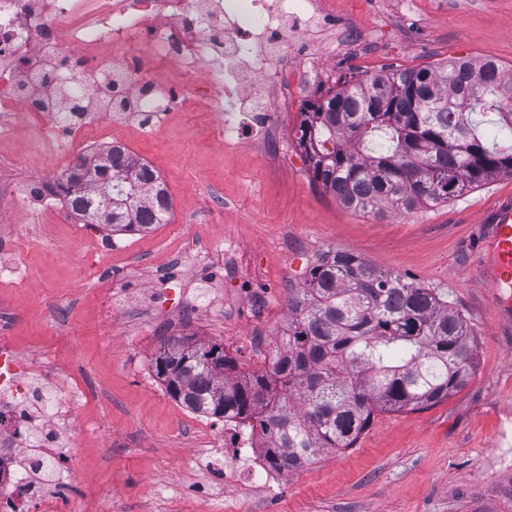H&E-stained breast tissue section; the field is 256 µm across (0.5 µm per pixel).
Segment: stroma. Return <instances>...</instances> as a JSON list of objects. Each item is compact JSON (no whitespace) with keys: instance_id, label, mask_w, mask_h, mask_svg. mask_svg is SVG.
Wrapping results in <instances>:
<instances>
[{"instance_id":"stroma-1","label":"stroma","mask_w":512,"mask_h":512,"mask_svg":"<svg viewBox=\"0 0 512 512\" xmlns=\"http://www.w3.org/2000/svg\"><path fill=\"white\" fill-rule=\"evenodd\" d=\"M352 41L323 88L341 75L424 67L454 59L496 60L512 72V0H334ZM190 98L148 134L102 129L151 165L172 201L168 223L107 233L69 211L9 201L0 263L23 275L0 279V337L35 366L73 377L85 395L83 430L71 450L67 512H512V324L502 323L479 272L483 218L512 198L498 176L435 207L375 217L347 208L312 180L288 117L280 150L242 128L226 147L220 91L200 76ZM40 113L0 134V185L58 181L66 162L39 147ZM234 239L242 259L194 268L186 244L219 254ZM348 249L376 267L445 295L478 342V366L448 400L419 411L375 414L356 443L324 450L283 472L275 498L240 477L223 498L197 492L203 447L224 448V423L174 401L153 369L159 341L192 336L224 346L250 371L271 367L288 323V291L324 252ZM264 308L255 311L254 295ZM183 493L172 497L171 485Z\"/></svg>"}]
</instances>
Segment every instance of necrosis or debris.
Masks as SVG:
<instances>
[{"label": "necrosis or debris", "mask_w": 512, "mask_h": 512, "mask_svg": "<svg viewBox=\"0 0 512 512\" xmlns=\"http://www.w3.org/2000/svg\"><path fill=\"white\" fill-rule=\"evenodd\" d=\"M331 0H0V133L26 112L50 118L49 147L64 150L82 129L109 124L115 101L134 105L124 126L150 131L166 112L180 106L206 70L224 93V132H237L241 119L276 150V118L296 105L300 69L324 74L337 51L316 46L319 32L350 34L330 8ZM147 45L177 68L176 81L145 74L139 52ZM108 45L102 67L77 72L60 62L61 51L86 55ZM23 81H16V74ZM35 379L18 371V353L0 342V512H62L57 485L69 474L70 448L82 429L75 423L79 390L57 389L52 412L34 403ZM230 437L215 459L225 482L248 474L267 493L281 476L263 457L254 431L224 423ZM55 462L52 475L37 465L32 439Z\"/></svg>", "instance_id": "obj_1"}]
</instances>
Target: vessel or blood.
<instances>
[{
	"label": "vessel or blood",
	"instance_id": "1",
	"mask_svg": "<svg viewBox=\"0 0 512 512\" xmlns=\"http://www.w3.org/2000/svg\"><path fill=\"white\" fill-rule=\"evenodd\" d=\"M481 242L482 274L492 288V302L502 321L512 322V199L498 204L485 218Z\"/></svg>",
	"mask_w": 512,
	"mask_h": 512
}]
</instances>
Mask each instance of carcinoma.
Returning <instances> with one entry per match:
<instances>
[{
    "instance_id": "1",
    "label": "carcinoma",
    "mask_w": 512,
    "mask_h": 512,
    "mask_svg": "<svg viewBox=\"0 0 512 512\" xmlns=\"http://www.w3.org/2000/svg\"><path fill=\"white\" fill-rule=\"evenodd\" d=\"M340 85L307 103L296 139L313 181L344 206L375 216L434 207L512 175V74L495 60L352 74ZM478 114L494 115L497 140ZM75 168L112 181V231L167 222V189L126 148ZM58 187L74 213L97 210L72 177ZM283 340L270 370L243 373L224 346L170 336L154 372L187 410L253 422L269 466L292 471L326 448L351 447L377 412L448 399L476 368L473 334L441 294L352 250L321 254L289 291Z\"/></svg>"
}]
</instances>
